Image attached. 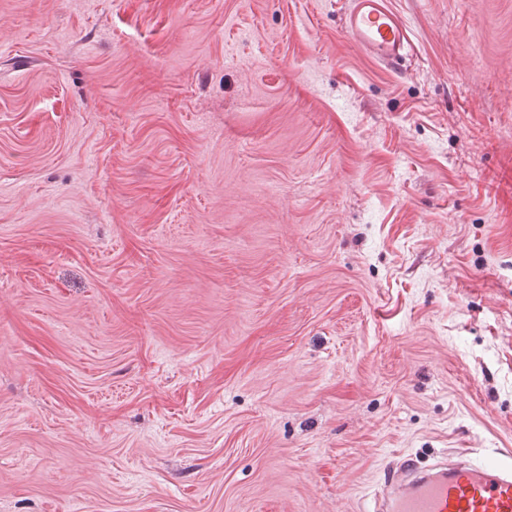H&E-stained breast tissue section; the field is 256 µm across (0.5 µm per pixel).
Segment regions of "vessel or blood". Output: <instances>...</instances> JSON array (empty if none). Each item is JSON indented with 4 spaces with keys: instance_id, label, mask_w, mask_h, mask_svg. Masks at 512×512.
<instances>
[{
    "instance_id": "obj_1",
    "label": "vessel or blood",
    "mask_w": 512,
    "mask_h": 512,
    "mask_svg": "<svg viewBox=\"0 0 512 512\" xmlns=\"http://www.w3.org/2000/svg\"><path fill=\"white\" fill-rule=\"evenodd\" d=\"M343 29L388 67H403L412 56L407 28L387 0H347ZM382 495V512H512V462L496 457L424 465L409 457L385 470Z\"/></svg>"
}]
</instances>
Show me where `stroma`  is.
Wrapping results in <instances>:
<instances>
[{
	"instance_id": "obj_1",
	"label": "stroma",
	"mask_w": 512,
	"mask_h": 512,
	"mask_svg": "<svg viewBox=\"0 0 512 512\" xmlns=\"http://www.w3.org/2000/svg\"><path fill=\"white\" fill-rule=\"evenodd\" d=\"M0 0V512H364L512 453V0ZM348 39L390 68H403L412 57V44L402 19L387 0H350L343 11Z\"/></svg>"
}]
</instances>
